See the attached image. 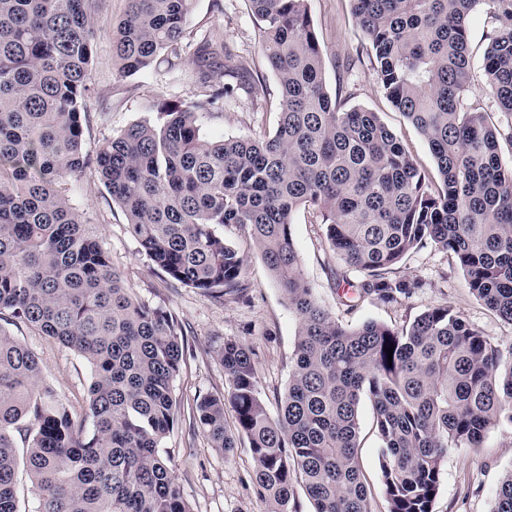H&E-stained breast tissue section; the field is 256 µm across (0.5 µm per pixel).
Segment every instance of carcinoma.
<instances>
[{
    "instance_id": "1",
    "label": "carcinoma",
    "mask_w": 512,
    "mask_h": 512,
    "mask_svg": "<svg viewBox=\"0 0 512 512\" xmlns=\"http://www.w3.org/2000/svg\"><path fill=\"white\" fill-rule=\"evenodd\" d=\"M91 2L0 0V512H22L21 465L34 512H192L159 452L178 421L183 326L133 299L84 228L63 185L87 169L173 284L217 302L242 294L243 256L217 231L234 224L281 288L298 327L278 417L261 399L252 349L227 337L217 358L229 391L199 397L192 418L228 454L232 409L266 512H293L299 489L314 512H370L359 453L364 398L381 441L388 512H433L448 453L478 448L490 429L512 424V347L503 354L448 305L401 329L343 326L307 281L291 224L301 206L319 211L330 250L361 273L347 281L358 300L410 295L418 283L397 275L398 265L432 243L512 323V166L499 155L512 134L461 106L471 84L468 19L483 5L493 23L486 87L512 114V0H354L382 89L432 152L435 188L376 113L332 100L307 0H249L280 86L272 135L205 137L202 119L219 100L205 93L86 152ZM127 2L112 38L117 76L160 57L182 65L192 0ZM213 54L207 43L193 52L205 88ZM23 328L89 364L85 415L44 384L15 334ZM491 512H512V473Z\"/></svg>"
}]
</instances>
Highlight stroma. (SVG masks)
<instances>
[{"instance_id": "stroma-1", "label": "stroma", "mask_w": 512, "mask_h": 512, "mask_svg": "<svg viewBox=\"0 0 512 512\" xmlns=\"http://www.w3.org/2000/svg\"><path fill=\"white\" fill-rule=\"evenodd\" d=\"M309 14L324 60L325 84L342 108L360 107L375 112L403 142L421 171L434 174L427 142L391 103L366 56L364 35L354 15L353 0H308ZM127 0H96L98 21L93 41L91 81L103 102L89 108L84 149L95 152L112 136L132 124L158 122L161 112L200 93L193 63L169 69L165 61L145 73L118 77L112 68L114 25L123 17ZM492 25L483 8H475L468 23L472 54L471 89L463 105L488 112L501 128L512 126V114L500 112L485 91L483 52ZM188 30L215 46L229 47L251 68L248 78L224 76L234 88L224 105L206 121L203 132L211 138H258L271 134L278 121L279 85L262 54L259 30L247 0H194ZM70 204L83 224L110 253L132 296L141 303L172 312L185 327L183 362L174 382L179 421L163 440L161 454L168 459L184 498L193 512H265L253 489V460L246 439H238L232 455L214 448L208 437L191 431L189 418L199 396L223 395L229 383L215 352L224 339L236 338L253 350L261 397L270 415H277L288 387L296 342L297 319L271 277L252 242L234 225L223 228L227 242L244 257L249 285L242 297L224 303L191 288H175L167 276L141 252L127 230L126 218L113 204L93 170L68 184ZM304 273L318 300L339 323L354 327L376 320L395 327L410 324L429 308L448 305L464 315L491 341L512 346V323L502 320L471 292L450 253L434 245L409 254L401 275L420 281L410 297L394 303L365 299L347 307L340 299L339 276L357 280L358 272L329 248L325 227L311 208H300L291 226ZM19 339L38 358L43 381L78 415L88 408L90 368L73 350L48 340L34 329H23ZM360 456L370 491L371 512H388L379 476L380 440L373 408L362 401ZM512 473V427L491 429L481 447L451 451L441 470V486L433 512H490L502 480Z\"/></svg>"}]
</instances>
